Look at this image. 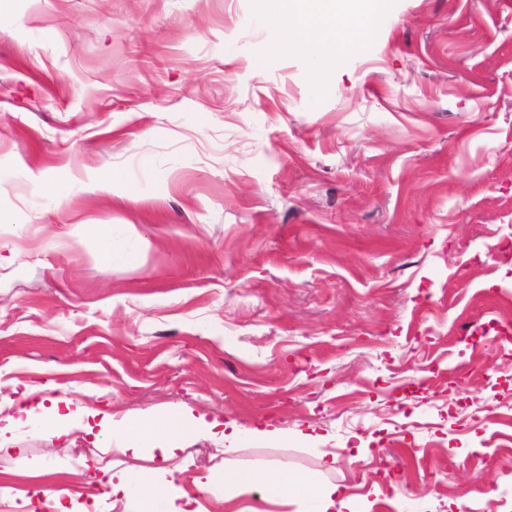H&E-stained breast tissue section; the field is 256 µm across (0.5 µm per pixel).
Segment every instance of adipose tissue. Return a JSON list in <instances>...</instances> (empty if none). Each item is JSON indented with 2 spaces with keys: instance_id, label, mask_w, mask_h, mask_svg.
I'll return each mask as SVG.
<instances>
[{
  "instance_id": "ef3b65f1",
  "label": "adipose tissue",
  "mask_w": 512,
  "mask_h": 512,
  "mask_svg": "<svg viewBox=\"0 0 512 512\" xmlns=\"http://www.w3.org/2000/svg\"><path fill=\"white\" fill-rule=\"evenodd\" d=\"M273 29L278 34V51L299 49L327 67L329 52L343 53L368 46L373 31V0H264ZM40 386L27 387L23 397L27 406L10 398L0 399V414L6 429L22 425L24 418L44 417L54 424L58 434L69 433L72 419L84 421L86 433L94 434L100 444L120 439L122 453L135 464L124 467L115 462L96 461L95 473L87 481L104 477L111 488L113 504H128L132 493L140 495L139 512H205L198 493L214 488L224 490L225 502L263 488V500L278 503L285 496H312L321 503L320 512H348L351 499L339 486L318 485L309 477L273 468L253 473L221 464L213 465L193 476V492L172 495L165 486L175 471L171 467L182 449L183 440L201 433L223 437L224 455H235L240 447L239 430H226L223 421L195 414L187 405L152 408L134 416L98 417L83 404L61 405L59 400L45 401Z\"/></svg>"
}]
</instances>
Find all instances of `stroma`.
<instances>
[{"instance_id": "35a3bbf8", "label": "stroma", "mask_w": 512, "mask_h": 512, "mask_svg": "<svg viewBox=\"0 0 512 512\" xmlns=\"http://www.w3.org/2000/svg\"><path fill=\"white\" fill-rule=\"evenodd\" d=\"M273 42L261 0H0V396L185 404L356 512H512V0H389L322 78ZM94 450L32 418L0 485Z\"/></svg>"}]
</instances>
